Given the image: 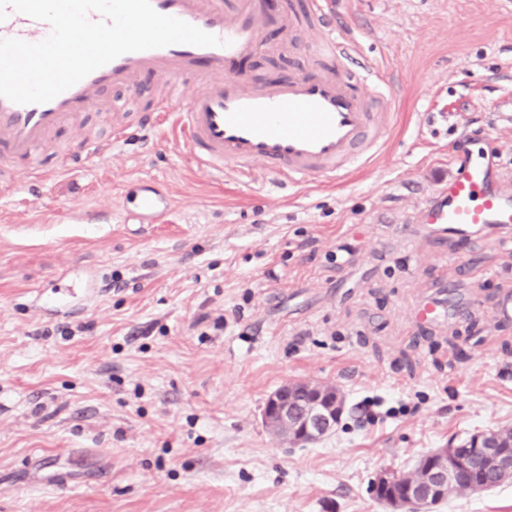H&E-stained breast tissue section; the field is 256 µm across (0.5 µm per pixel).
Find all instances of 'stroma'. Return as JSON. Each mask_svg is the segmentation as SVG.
<instances>
[{"label": "stroma", "mask_w": 512, "mask_h": 512, "mask_svg": "<svg viewBox=\"0 0 512 512\" xmlns=\"http://www.w3.org/2000/svg\"><path fill=\"white\" fill-rule=\"evenodd\" d=\"M337 28L397 92L387 141L341 187L201 167L175 137L0 191V512H387L384 469L512 428V231L419 223L450 152L512 159V11L502 0H335ZM247 64L307 70L304 28ZM172 210L138 224L139 180ZM103 214L87 224V210ZM121 287H114L113 279ZM462 316L421 323L424 300ZM335 385L336 429L290 446L262 421L283 383ZM434 512H512V483Z\"/></svg>", "instance_id": "stroma-1"}]
</instances>
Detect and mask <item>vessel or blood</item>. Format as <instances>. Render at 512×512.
Segmentation results:
<instances>
[{
  "instance_id": "1",
  "label": "vessel or blood",
  "mask_w": 512,
  "mask_h": 512,
  "mask_svg": "<svg viewBox=\"0 0 512 512\" xmlns=\"http://www.w3.org/2000/svg\"><path fill=\"white\" fill-rule=\"evenodd\" d=\"M151 4L161 14L217 36L221 46L175 44L126 53L43 104L20 105L0 97V162L8 164L12 178L42 182L35 165L39 150L86 113L108 108L107 91H135L146 74L167 82L169 94L149 100L131 128L114 129L73 155L70 166L111 152L128 131H170L214 173L229 169L245 177L259 163L279 184L296 187L314 180L333 187L386 138L393 95H369L367 85L382 84L383 74L370 77L350 68L356 43L328 23L333 0H283L273 17L267 0ZM268 16L288 37L306 22L317 25L314 63L305 72L253 87L243 64L261 52L260 25ZM50 32L47 22L13 10L0 22V38L36 43ZM449 161L453 175L424 204L423 223L453 234L511 230L512 179L499 156L466 150L451 153ZM135 200L133 213L145 224L161 223L172 207L165 187L152 180L138 183Z\"/></svg>"
}]
</instances>
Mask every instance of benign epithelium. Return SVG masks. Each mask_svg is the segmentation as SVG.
I'll return each instance as SVG.
<instances>
[{"mask_svg": "<svg viewBox=\"0 0 512 512\" xmlns=\"http://www.w3.org/2000/svg\"><path fill=\"white\" fill-rule=\"evenodd\" d=\"M344 396L332 385L291 381L266 399L262 420L288 444L311 443L333 432L345 411ZM483 461L501 478L512 476V430L479 431L461 443L451 441L418 460L411 474L385 469L374 479L371 492L390 512H430L448 498L455 475Z\"/></svg>", "mask_w": 512, "mask_h": 512, "instance_id": "7a95c632", "label": "benign epithelium"}]
</instances>
